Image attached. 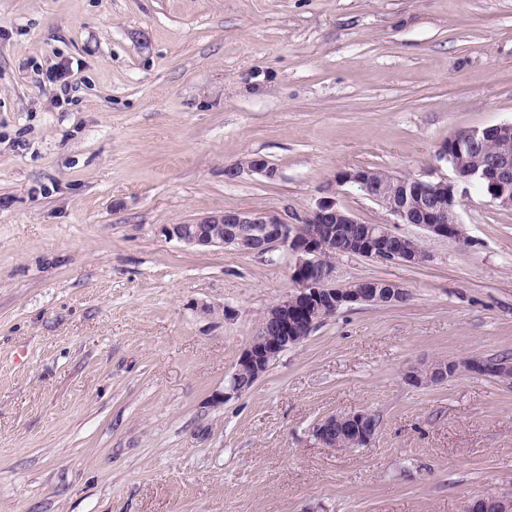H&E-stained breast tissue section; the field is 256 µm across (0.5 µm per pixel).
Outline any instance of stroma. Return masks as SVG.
I'll return each mask as SVG.
<instances>
[{
    "label": "stroma",
    "instance_id": "stroma-1",
    "mask_svg": "<svg viewBox=\"0 0 512 512\" xmlns=\"http://www.w3.org/2000/svg\"><path fill=\"white\" fill-rule=\"evenodd\" d=\"M502 122L512 0H0V512H463L512 488V382L406 379L512 358V211L470 186L466 242L397 226L429 262L338 257L335 286L409 300L341 309L221 404L292 258L162 233L301 223L354 166L450 180L439 146ZM336 201L393 222L359 186ZM348 411L374 438L325 447ZM425 371L427 375L424 377ZM459 372L497 378L505 377L512 375V359L490 360L483 357H467L453 361H435L410 372L408 380L418 386L437 385L448 379V376ZM337 432L349 439L350 443L359 441L367 444L376 433L374 415L367 411L335 413L323 418L315 427L316 438L325 447L353 448L354 445H347L341 438L336 439Z\"/></svg>",
    "mask_w": 512,
    "mask_h": 512
}]
</instances>
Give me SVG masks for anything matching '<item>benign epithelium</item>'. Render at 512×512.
Segmentation results:
<instances>
[{
  "mask_svg": "<svg viewBox=\"0 0 512 512\" xmlns=\"http://www.w3.org/2000/svg\"><path fill=\"white\" fill-rule=\"evenodd\" d=\"M497 149L481 165H469L470 151L489 138ZM438 157L449 162L456 179L437 182L388 174L376 181L365 167H352L333 175L323 196L301 224L288 222V215L276 210L216 211L184 224H168L165 235L192 247L231 246L245 252L265 253L281 247L292 256L290 277L295 290L272 308L268 329L257 331L239 357L224 392L215 396L220 403L245 392L277 360L283 348L295 343V337L308 336L315 326L336 314L345 305H389L402 302L408 290L395 282L375 280L353 282L341 288L331 285L335 265L330 260L349 254L382 261L407 264L424 263L430 254L419 255L403 247L405 236L390 224H365L357 233H345L344 225L356 224L352 213L336 202V188L357 185L395 218L397 224H415L431 237L466 241L460 220L459 184L473 182L488 185L493 203L512 210V122L483 128L463 129L448 136L438 149ZM459 372L488 377L512 375V359L490 360L467 357L440 360L408 375L418 386L437 385ZM352 442L369 443L376 433L374 415L367 411L335 413L315 427L316 438L326 447H336V434ZM492 506L495 512H512V497L493 493L469 500L466 512Z\"/></svg>",
  "mask_w": 512,
  "mask_h": 512,
  "instance_id": "1",
  "label": "benign epithelium"
}]
</instances>
